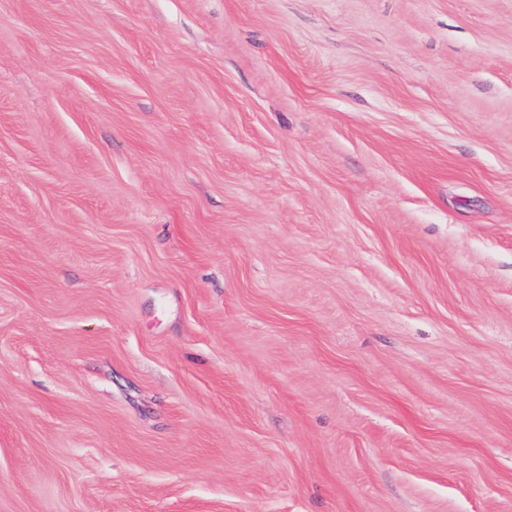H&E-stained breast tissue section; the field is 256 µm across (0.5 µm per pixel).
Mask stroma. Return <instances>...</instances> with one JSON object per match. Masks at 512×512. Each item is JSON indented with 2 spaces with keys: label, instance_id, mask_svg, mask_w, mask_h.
Segmentation results:
<instances>
[{
  "label": "stroma",
  "instance_id": "35a3bbf8",
  "mask_svg": "<svg viewBox=\"0 0 512 512\" xmlns=\"http://www.w3.org/2000/svg\"><path fill=\"white\" fill-rule=\"evenodd\" d=\"M0 512H512V0H0Z\"/></svg>",
  "mask_w": 512,
  "mask_h": 512
}]
</instances>
